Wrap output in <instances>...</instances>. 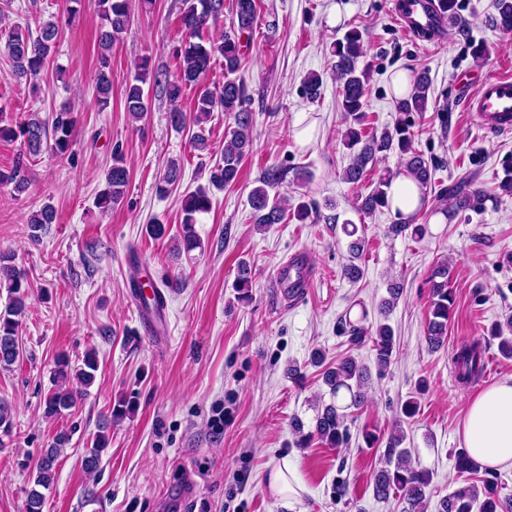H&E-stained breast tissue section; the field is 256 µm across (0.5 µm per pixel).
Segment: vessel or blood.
Here are the masks:
<instances>
[{
	"label": "vessel or blood",
	"instance_id": "b4317fda",
	"mask_svg": "<svg viewBox=\"0 0 512 512\" xmlns=\"http://www.w3.org/2000/svg\"><path fill=\"white\" fill-rule=\"evenodd\" d=\"M467 108L476 116L484 129L500 133L512 131V76L494 75L479 81L475 91L467 98ZM312 274L307 257L300 256L283 266L278 275L282 285L306 287ZM152 310L145 317L149 335L164 339L167 328L168 301L164 292L151 298Z\"/></svg>",
	"mask_w": 512,
	"mask_h": 512
}]
</instances>
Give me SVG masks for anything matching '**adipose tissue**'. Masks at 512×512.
<instances>
[{"label": "adipose tissue", "mask_w": 512, "mask_h": 512, "mask_svg": "<svg viewBox=\"0 0 512 512\" xmlns=\"http://www.w3.org/2000/svg\"><path fill=\"white\" fill-rule=\"evenodd\" d=\"M458 434L462 447L483 468L512 466V375L470 399Z\"/></svg>", "instance_id": "adipose-tissue-1"}]
</instances>
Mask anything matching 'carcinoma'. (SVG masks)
Returning a JSON list of instances; mask_svg holds the SVG:
<instances>
[{
    "label": "carcinoma",
    "mask_w": 512,
    "mask_h": 512,
    "mask_svg": "<svg viewBox=\"0 0 512 512\" xmlns=\"http://www.w3.org/2000/svg\"><path fill=\"white\" fill-rule=\"evenodd\" d=\"M98 14L101 18L99 33V71L96 84L97 101L102 107L110 102L112 82L109 77L110 51L112 44L120 38L131 22L129 0H97ZM224 0H182L180 28L182 41L175 52L179 60V72L176 79L166 82L163 90L171 99L181 96L183 89L201 86L208 78L212 61L220 57L224 61V82L219 91L207 89L200 92L197 98L194 123H201L216 109H221L233 117L234 127L225 136L224 156L222 162L209 171V184L216 189L233 184L239 175L243 160L253 146V128L251 113L248 111L246 86L239 75L245 66L246 52L244 48L250 44L254 23L256 21V0H234L233 10L235 21L233 30L214 39L204 40L200 32L214 22L222 14ZM496 14L491 17L493 27L505 34L512 33V0H494ZM425 11L429 18L426 26L417 27V34L432 39L445 33V28L461 25L457 0H427ZM60 36L59 26L48 21L39 27L37 35L19 26L0 29V50L12 63L15 76L19 79L36 77L50 62ZM362 33L357 29L348 31L333 46L332 72L336 80L338 95L346 115L352 118L343 139V145L353 151L350 164L343 172V179L358 185L367 177L378 159L396 153L400 159V167L414 177L419 187L427 189L435 184V173L438 165L426 158L413 147L415 133L410 116L417 112L427 111L431 80L427 72L416 74L412 91L395 99L397 118L391 127L384 128L380 133L367 130L364 126L365 112L363 107L368 93L370 67L359 66L363 57ZM158 83V77L149 68V57L144 56L137 65L131 82L126 85L124 100L129 116L139 121L148 111V98L144 85ZM76 116L68 109L54 113L51 123L43 121L38 114L15 125H0L1 138L21 137L27 143L29 152L40 151L43 140H52L51 148L55 153L65 155L73 153L76 145ZM130 172L126 166L122 148L112 149V165L105 174V188L99 193L96 205L103 211L120 204L125 196L129 183ZM181 176L180 166L175 161L167 164L163 175L156 184V191L164 195L175 185ZM287 170L278 166L267 167L257 180V185L248 196V204L256 224H279L287 211L281 202L270 196V190L285 181ZM395 173L391 170L380 175L371 194L366 196L355 210L363 215H370L379 208L388 206L387 193ZM30 180L27 167L23 160L8 171L0 170V186L12 187L13 191L22 194L29 188ZM434 210L442 212L451 220L461 213L473 211L480 204V193L470 189L469 178L462 176L447 186L439 188L434 194ZM210 208L208 193L199 189L187 195L184 204L183 235L180 249L189 253L199 248L198 238L193 224L196 215L205 213ZM55 209L45 204L31 212L27 224L29 236L38 241L55 223ZM343 233L351 238L349 250L352 261L344 267V277L352 282L363 278L364 270L356 263L364 248L365 239L359 235V227L347 219L342 223ZM450 269L446 263L436 264L430 271L428 283L431 294V311L427 325V340L431 348L441 347L448 335V321L453 311L455 298L448 288ZM251 268L241 263L235 287L240 299H249V283ZM26 278L13 264V256L0 252V288L6 289L8 303L0 313V366L7 368L14 364L19 356L18 330L21 319L26 311ZM367 315H362L355 322L349 318L341 320V327L348 337L349 345L359 347L366 338H371L375 350V361L378 370L386 369L392 362L395 349V338L392 328L380 324L376 329L365 325ZM453 364L457 378L468 383L477 379L484 371V350L476 344L460 346L453 355ZM97 370L96 354L88 352L82 364L73 365L69 358L60 354L55 361L54 381L56 388L44 401V416L51 419L71 409L76 404L78 394L66 387L67 380L74 378L84 387H89L95 380ZM370 373L367 368L358 364L351 355L328 367L323 375L328 386L332 402L325 405L317 416L314 431L303 433V426L295 424L294 432L298 434L300 445H307L316 438L331 448H337L348 439L346 426L347 413L350 408H359L366 401L365 388ZM108 426L100 427L92 448L83 459L86 473L95 472L101 462L103 453L110 444ZM404 432L391 434L387 447L390 448L386 466L374 476L373 493L378 499L386 500L397 493L402 498V512H424L427 507L433 473L425 468L412 464L410 451L401 447ZM68 442L64 434L56 437L49 448L44 450L36 470L34 488L27 495L26 512H43L44 495L41 489H47L55 478L57 459L63 446ZM456 467L460 473L477 474L482 467L469 457L466 450L456 451ZM484 472V471H482ZM482 486L468 485L456 489L439 501L437 512H505L504 502L499 496L498 483L489 472H484Z\"/></svg>",
    "instance_id": "1"
}]
</instances>
